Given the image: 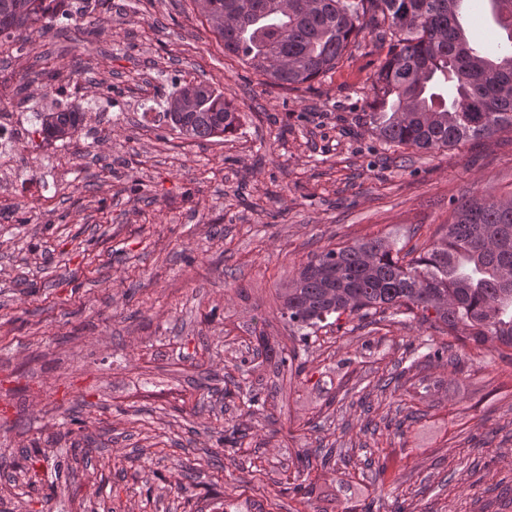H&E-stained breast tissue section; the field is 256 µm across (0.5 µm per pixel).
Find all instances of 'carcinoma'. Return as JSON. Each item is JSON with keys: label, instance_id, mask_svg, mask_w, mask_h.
Wrapping results in <instances>:
<instances>
[{"label": "carcinoma", "instance_id": "obj_1", "mask_svg": "<svg viewBox=\"0 0 512 512\" xmlns=\"http://www.w3.org/2000/svg\"><path fill=\"white\" fill-rule=\"evenodd\" d=\"M205 16L224 52L264 76L272 86L303 85L336 68L365 32L389 43L371 78L367 114L375 135L389 147L447 149L501 129H512V57H472L468 36L452 18L455 0H204ZM497 24L512 41V0ZM65 0H0V56L13 54L22 32L40 25L64 31L73 14H57ZM163 118L171 130L193 140L233 133L235 108L224 93L193 80L165 97ZM86 112L57 105L36 114L34 133L48 141H69L84 128ZM281 317L299 341L341 316L370 312L401 315L421 311V323L458 331L481 347L488 342L512 350V206L491 194L468 199L430 245L410 259L396 242L372 238L326 247L301 264L280 294ZM437 362L455 369L461 354L447 344L419 353L389 380L375 387L399 388L406 374ZM236 396L250 414L258 395L242 385Z\"/></svg>", "mask_w": 512, "mask_h": 512}]
</instances>
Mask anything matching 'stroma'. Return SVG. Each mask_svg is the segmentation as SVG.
Returning a JSON list of instances; mask_svg holds the SVG:
<instances>
[{
	"label": "stroma",
	"mask_w": 512,
	"mask_h": 512,
	"mask_svg": "<svg viewBox=\"0 0 512 512\" xmlns=\"http://www.w3.org/2000/svg\"><path fill=\"white\" fill-rule=\"evenodd\" d=\"M482 44L505 35L466 0ZM25 127L50 100L31 66L92 76L89 134L21 144L0 196V512H318L287 489L298 457L318 496L372 512H512V361L408 315L341 318L311 337L307 381L274 376L260 336L291 345L277 290L325 247L438 237L452 202L512 198V129L426 152L390 149L364 111L387 48L359 37L335 71L281 88L234 55L192 0H112L80 29L29 35ZM209 81L239 128L196 142L144 108ZM454 344L461 365L388 377L406 351ZM264 400L248 415L224 389ZM424 417L410 424L408 407Z\"/></svg>",
	"instance_id": "1"
}]
</instances>
